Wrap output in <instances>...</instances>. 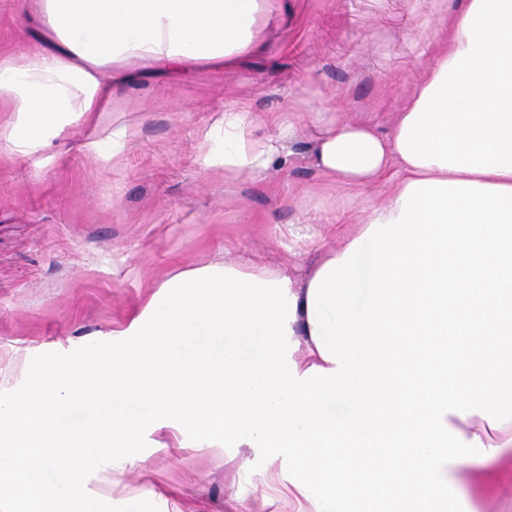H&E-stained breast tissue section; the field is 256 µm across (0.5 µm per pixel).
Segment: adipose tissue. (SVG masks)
<instances>
[{
	"mask_svg": "<svg viewBox=\"0 0 512 512\" xmlns=\"http://www.w3.org/2000/svg\"><path fill=\"white\" fill-rule=\"evenodd\" d=\"M34 2L41 44L0 55V142L31 158L138 69L258 52L281 0ZM448 26L391 134L333 121L317 138L324 177L390 190L305 281L250 261L181 270L111 346L42 359L0 396V512H101L84 477L158 431L261 449L319 512H447L473 459L478 489L512 492V0H462ZM255 130L235 107L199 150L256 180L281 146Z\"/></svg>",
	"mask_w": 512,
	"mask_h": 512,
	"instance_id": "ef3b65f1",
	"label": "adipose tissue"
}]
</instances>
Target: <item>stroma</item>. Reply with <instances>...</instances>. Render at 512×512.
Instances as JSON below:
<instances>
[{"label": "stroma", "mask_w": 512, "mask_h": 512, "mask_svg": "<svg viewBox=\"0 0 512 512\" xmlns=\"http://www.w3.org/2000/svg\"><path fill=\"white\" fill-rule=\"evenodd\" d=\"M459 0H282L266 49L230 72L200 66L149 74L114 90L111 111L74 125L48 163L0 150V392L33 379L32 358L82 359L109 344L168 273L221 258L287 266L303 277L339 236L331 220L365 218L387 193L343 191L311 156L321 121H366L390 134L420 72L441 51L443 15ZM23 0H0V54L31 45ZM247 103L258 134L278 136L289 113L306 132L265 178L228 182L198 152L224 110ZM135 135L112 155V126ZM96 139L97 153L84 144ZM254 449L143 447L109 482H90L105 512H273ZM164 489L167 505L150 490Z\"/></svg>", "instance_id": "35a3bbf8"}]
</instances>
